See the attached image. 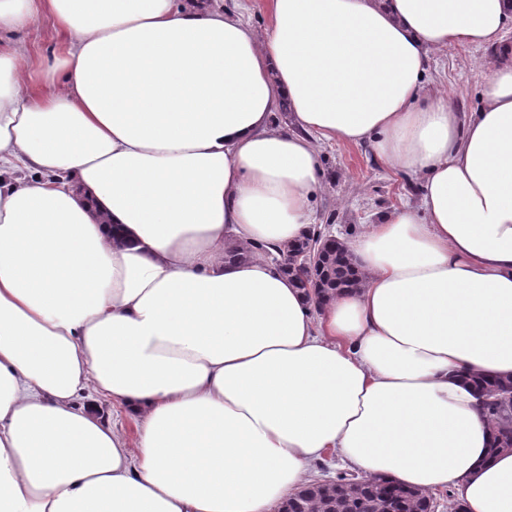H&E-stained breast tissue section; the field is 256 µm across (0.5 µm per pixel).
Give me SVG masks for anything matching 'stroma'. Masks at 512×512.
I'll use <instances>...</instances> for the list:
<instances>
[{
    "instance_id": "1",
    "label": "stroma",
    "mask_w": 512,
    "mask_h": 512,
    "mask_svg": "<svg viewBox=\"0 0 512 512\" xmlns=\"http://www.w3.org/2000/svg\"><path fill=\"white\" fill-rule=\"evenodd\" d=\"M25 44L30 54L52 61L58 43L49 19L16 32L0 34V45ZM495 59L491 50L453 43L431 52L425 92L447 97L462 117L479 111L488 79V66ZM321 187L314 200L315 229L347 239L361 225L419 196L418 180L409 173L391 169L369 146L333 142L319 145Z\"/></svg>"
}]
</instances>
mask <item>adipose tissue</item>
<instances>
[{"label":"adipose tissue","instance_id":"ef3b65f1","mask_svg":"<svg viewBox=\"0 0 512 512\" xmlns=\"http://www.w3.org/2000/svg\"><path fill=\"white\" fill-rule=\"evenodd\" d=\"M266 5L260 34L216 0H0L59 43L0 50V512H277L331 453L512 512L464 379L512 377V55L469 119L422 100L430 53L498 49L512 0ZM322 140L420 193L316 304L270 257L311 229ZM96 401L94 404L100 411V414L104 419L113 427H115L118 431L123 432L128 435V437L133 441L134 439V423L127 416L126 412L122 407L118 405H112V401L103 399L99 397L98 399H91V401Z\"/></svg>","mask_w":512,"mask_h":512}]
</instances>
